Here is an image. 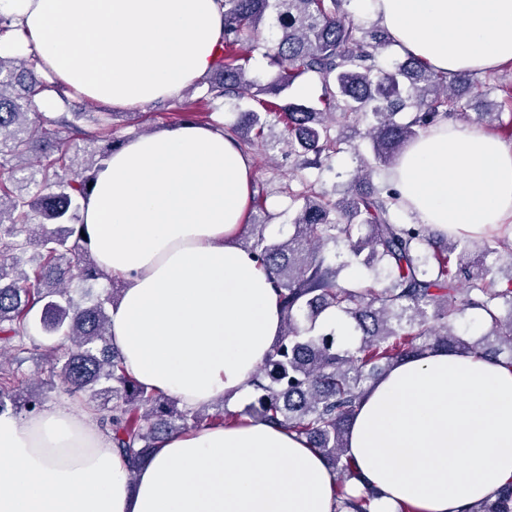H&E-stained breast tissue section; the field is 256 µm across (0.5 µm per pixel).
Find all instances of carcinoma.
Returning <instances> with one entry per match:
<instances>
[{
    "instance_id": "1",
    "label": "carcinoma",
    "mask_w": 512,
    "mask_h": 512,
    "mask_svg": "<svg viewBox=\"0 0 512 512\" xmlns=\"http://www.w3.org/2000/svg\"><path fill=\"white\" fill-rule=\"evenodd\" d=\"M352 0H224V38L213 69L196 86L207 112L219 98L252 105L227 128L251 146L268 144L266 130L282 125L288 154L317 168L361 137L369 153L340 196L314 183L288 191L294 209L286 240L264 236L254 225L250 250L272 274L285 329L253 381L256 400L245 414L306 438L344 485L359 478L346 455V435L366 387L406 358L444 349L489 356L512 368V278L499 287L500 263L512 267V237L471 240L444 237L428 225L392 218L398 192L372 174L395 165L407 144L441 120L457 118L493 126L512 119V83L472 74L452 79L409 55L382 62L394 40L379 23L358 24ZM271 21L273 43L262 38ZM255 52L276 74L262 83L247 65ZM37 57H0V415L42 408L56 383L98 403L97 422L128 465L137 468L165 436L223 422L237 414L223 407L187 409L179 400L147 389L123 367L108 337L111 298L89 304L68 288L72 271L84 281L103 278L84 246L81 210L102 161L112 154L113 112L69 109L48 116L37 99L55 89L36 71ZM304 75L322 85L317 109L280 96ZM500 96L489 101V91ZM485 104L471 116L468 109ZM107 142L100 160L76 167L75 140ZM365 120L361 132L357 124ZM359 266L372 280L342 283L340 271ZM470 311L482 329L469 338L459 329ZM335 313L359 341L343 344L320 317ZM40 328L44 341L31 336ZM40 351L48 378L34 387L7 354ZM340 512H372L374 490L357 496L335 492ZM464 512H512V482Z\"/></svg>"
}]
</instances>
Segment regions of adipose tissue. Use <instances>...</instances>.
Returning a JSON list of instances; mask_svg holds the SVG:
<instances>
[{
    "label": "adipose tissue",
    "instance_id": "adipose-tissue-1",
    "mask_svg": "<svg viewBox=\"0 0 512 512\" xmlns=\"http://www.w3.org/2000/svg\"><path fill=\"white\" fill-rule=\"evenodd\" d=\"M397 46L456 76L512 64V0H371ZM0 56L37 55L66 86L132 108L208 73L222 0H0ZM254 169L222 128L185 123L113 150L84 203L88 247L121 283L109 339L141 384L198 408L246 399L284 327L267 272L235 242ZM434 231L512 221V145L444 121L386 174ZM373 512H463L512 481V369L470 354L407 359L366 391L347 435ZM338 475L305 438L243 419L164 438L130 469L65 401L0 415V512H333Z\"/></svg>",
    "mask_w": 512,
    "mask_h": 512
}]
</instances>
